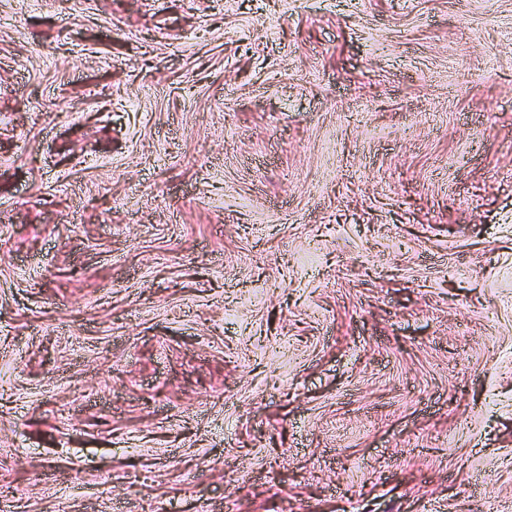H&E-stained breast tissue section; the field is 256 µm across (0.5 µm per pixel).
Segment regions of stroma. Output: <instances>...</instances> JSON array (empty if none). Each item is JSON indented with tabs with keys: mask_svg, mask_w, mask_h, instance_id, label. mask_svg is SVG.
I'll use <instances>...</instances> for the list:
<instances>
[{
	"mask_svg": "<svg viewBox=\"0 0 512 512\" xmlns=\"http://www.w3.org/2000/svg\"><path fill=\"white\" fill-rule=\"evenodd\" d=\"M9 512H512V0H0Z\"/></svg>",
	"mask_w": 512,
	"mask_h": 512,
	"instance_id": "35a3bbf8",
	"label": "stroma"
}]
</instances>
